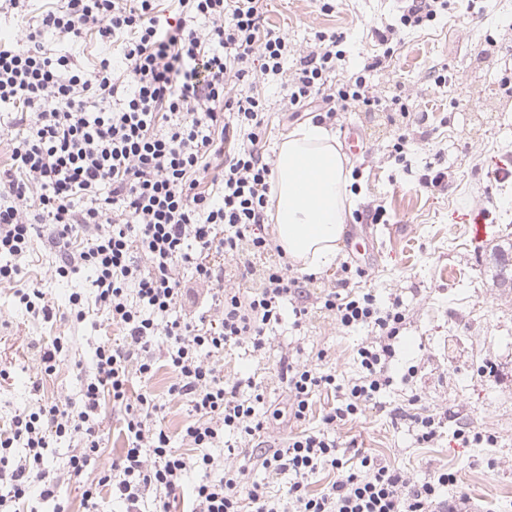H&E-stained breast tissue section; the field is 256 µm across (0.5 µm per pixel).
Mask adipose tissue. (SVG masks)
<instances>
[{"label":"adipose tissue","instance_id":"1","mask_svg":"<svg viewBox=\"0 0 512 512\" xmlns=\"http://www.w3.org/2000/svg\"><path fill=\"white\" fill-rule=\"evenodd\" d=\"M347 186L345 158L324 125L310 121L284 135L268 215L291 264L333 266L348 215Z\"/></svg>","mask_w":512,"mask_h":512}]
</instances>
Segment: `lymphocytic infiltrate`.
Here are the masks:
<instances>
[{"instance_id":"obj_1","label":"lymphocytic infiltrate","mask_w":512,"mask_h":512,"mask_svg":"<svg viewBox=\"0 0 512 512\" xmlns=\"http://www.w3.org/2000/svg\"><path fill=\"white\" fill-rule=\"evenodd\" d=\"M450 8L407 0L398 23L372 29L381 53L347 75L342 34L319 31L313 46L292 50L265 23L261 0H0V124L11 133L0 164V284L14 286L28 313L52 318L44 292L19 285L38 225H50L67 250L47 279L90 271L92 290L72 293L71 311L80 322L104 314L120 333L96 348L78 401L41 403L0 428V512L35 498L64 512L48 466L61 439L73 444L74 476L97 469L79 485L89 512L107 496L123 512H468L455 470L416 480L334 434L379 407L394 382L400 299L381 304L346 279L320 297V312L340 326L368 330L356 351L361 372L343 384L326 351L312 361L281 356L299 430L254 462H239L238 449L267 428L258 412L266 389L251 376L225 380L219 364L231 346L271 350L288 300L304 292L284 259L269 260L261 231L274 168L259 85L281 81L287 111L315 109L320 123L355 109L394 113L389 157L403 164L415 106L402 91L379 95L370 75L386 68L397 27L429 28ZM188 274L209 302L194 316L183 312ZM162 368L169 395L191 413L176 435L153 421L162 408L147 382ZM134 372L145 381L137 390ZM324 392L336 403L320 428H306ZM107 400L122 412L123 446L100 469ZM254 466L290 475L283 493L249 481ZM191 470L200 479L189 488ZM323 470L333 480L311 492Z\"/></svg>"}]
</instances>
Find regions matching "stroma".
Instances as JSON below:
<instances>
[{
	"instance_id": "1",
	"label": "stroma",
	"mask_w": 512,
	"mask_h": 512,
	"mask_svg": "<svg viewBox=\"0 0 512 512\" xmlns=\"http://www.w3.org/2000/svg\"><path fill=\"white\" fill-rule=\"evenodd\" d=\"M401 7L400 0H336L326 12L319 0H263L267 22L294 47L310 46L319 30L344 34L350 72L375 50L372 26L395 22ZM489 35L499 49L481 53ZM400 38L389 67L372 82L386 94L403 87L428 109L426 123L414 127L407 146L410 170L388 160L395 128L385 113L344 112L330 131L341 145L354 127L367 143L366 154L349 158L352 209L381 205L389 221L361 224L351 218L344 235L363 236L370 249L363 262L366 285L378 300L403 303L406 320L391 370L410 377L394 382L382 408L367 409L337 434L417 480L440 467L458 470L459 488L470 496L474 512H512V290L492 287L486 270L492 247L512 241V93L500 86L505 70L512 69V0H488L475 16L452 11L434 28L404 30ZM434 67L446 69L445 82H434ZM263 93L270 112L265 149L273 155L294 123L284 116L280 83L265 84ZM431 167L447 169V190L419 187V177ZM476 221L485 227L479 239L471 232ZM56 259V249L39 240L22 281L23 287L43 289L54 307L52 320L16 306L11 287L0 285V308L10 312L0 324V370L8 373L0 379V424L34 410L42 399H79L82 372L90 369L96 348L114 334L104 316L82 322L72 317L68 298L88 291L90 277L82 271L64 281L47 280L44 272ZM57 337L68 344L61 368L41 377L40 348ZM275 337L267 354L242 345L226 350L222 360L226 380L252 375L264 381L273 408L281 412L270 419L262 439L244 447L247 455L281 446L290 434L287 396L276 369L281 352L312 358L327 351L329 367L346 381L358 373L356 349L365 334L315 316L299 328L284 319ZM488 367L494 376L485 375ZM407 406L446 415L431 447L417 444L408 422L392 424L391 410ZM460 427L493 434L494 447H466L454 436Z\"/></svg>"
}]
</instances>
